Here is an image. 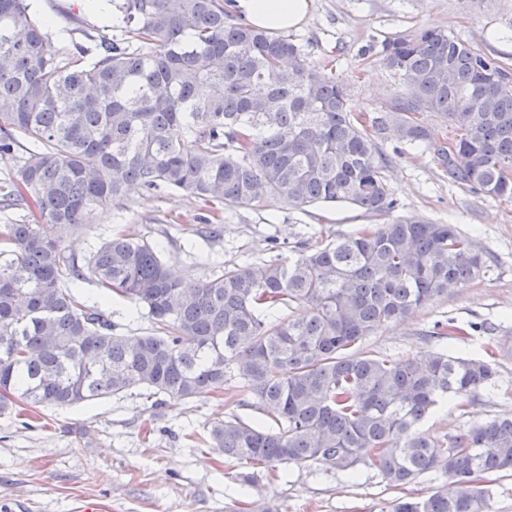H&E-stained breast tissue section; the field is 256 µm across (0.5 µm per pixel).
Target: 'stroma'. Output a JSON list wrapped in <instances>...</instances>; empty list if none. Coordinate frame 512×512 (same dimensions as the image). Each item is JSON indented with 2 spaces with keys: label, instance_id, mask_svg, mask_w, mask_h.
<instances>
[{
  "label": "stroma",
  "instance_id": "stroma-1",
  "mask_svg": "<svg viewBox=\"0 0 512 512\" xmlns=\"http://www.w3.org/2000/svg\"><path fill=\"white\" fill-rule=\"evenodd\" d=\"M33 13L56 49H92L122 34L88 0H40ZM420 27L453 34L512 74V0H316L307 25L291 37L311 61L333 66L358 115L389 107L403 90L381 60L382 44ZM379 147L396 202L392 218L423 216L455 225L482 250L485 266L411 318L386 324L364 346L414 356L437 349L435 324L456 326L461 335L449 340V349L492 355L499 388L465 397L460 407L448 404L427 420L425 431L440 438L512 414V201L452 182L425 147H400L390 139ZM379 221L348 203L297 207L274 198L258 206L211 205L182 191L134 186L122 201L88 212L66 246L81 262L115 234L142 237L157 245L184 282L195 285L246 260L291 261L316 241ZM76 294L107 316L115 332L152 329L147 319L131 316L130 304L104 302L94 282L83 283ZM229 411L217 394L159 406L127 395L46 409L27 423L2 415L0 512H79L87 501L101 512H236L242 502L251 510L265 505L278 512H389L398 496L422 498L450 486L444 477L427 474L399 492L369 465L358 466L352 476L291 465L280 480L261 473L253 483L240 484L235 475L242 464L196 441Z\"/></svg>",
  "mask_w": 512,
  "mask_h": 512
}]
</instances>
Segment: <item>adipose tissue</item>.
Here are the masks:
<instances>
[{
  "mask_svg": "<svg viewBox=\"0 0 512 512\" xmlns=\"http://www.w3.org/2000/svg\"><path fill=\"white\" fill-rule=\"evenodd\" d=\"M315 0H234L236 14L251 26L269 31L298 30L312 16Z\"/></svg>",
  "mask_w": 512,
  "mask_h": 512,
  "instance_id": "ef3b65f1",
  "label": "adipose tissue"
}]
</instances>
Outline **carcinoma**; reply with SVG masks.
I'll return each instance as SVG.
<instances>
[{"label": "carcinoma", "instance_id": "carcinoma-1", "mask_svg": "<svg viewBox=\"0 0 512 512\" xmlns=\"http://www.w3.org/2000/svg\"><path fill=\"white\" fill-rule=\"evenodd\" d=\"M124 38L93 62L52 50L28 0H0V158L31 141L3 207L32 203L42 224L0 226V415L18 402L71 408L113 396L184 401L234 383L251 424L229 413L205 445L274 470L376 468L394 489L427 473L455 484L394 500L392 512H490L488 477L512 472V414L443 439L422 429L438 407L496 388L497 369L445 350L362 351L383 325L479 275L483 253L451 224L396 218L288 263L245 261L191 290L162 252L116 235L85 263L63 241L126 186L206 202L394 208L378 140L425 146L476 194L512 199V77L440 29L390 39L383 62L405 84L361 120L345 85L286 36L232 21L224 0H109ZM456 133L433 140L416 114ZM192 149H187L186 142ZM146 311L147 334H120L65 280ZM295 303L308 314L275 318Z\"/></svg>", "mask_w": 512, "mask_h": 512}]
</instances>
